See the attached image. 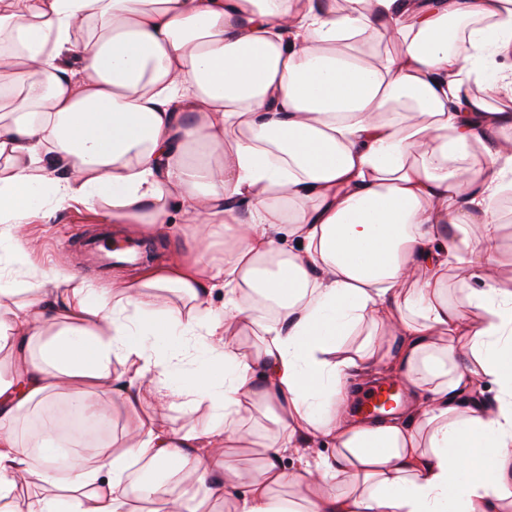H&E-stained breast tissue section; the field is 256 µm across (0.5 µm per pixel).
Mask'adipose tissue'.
I'll return each mask as SVG.
<instances>
[{
  "instance_id": "obj_1",
  "label": "adipose tissue",
  "mask_w": 512,
  "mask_h": 512,
  "mask_svg": "<svg viewBox=\"0 0 512 512\" xmlns=\"http://www.w3.org/2000/svg\"><path fill=\"white\" fill-rule=\"evenodd\" d=\"M383 35L397 52L367 54ZM500 58L512 0H0V512L31 474L26 512H134L159 494L134 460L225 512H512V113L472 90L512 99ZM78 203L155 237L185 215L193 256L106 287L37 266L25 224ZM381 367L411 399L356 420ZM60 387L107 426L146 392L211 425L147 420L78 468L81 433L18 429ZM255 410L261 466L228 481ZM502 217L501 224L505 226L503 250L498 256L499 277L502 286L512 289V210L511 215L502 212ZM468 280V270L464 265L452 262L448 267V288L451 289V298L455 304L466 310L467 319L472 322H478L481 318V313L478 310L466 307L464 295L461 288Z\"/></svg>"
}]
</instances>
